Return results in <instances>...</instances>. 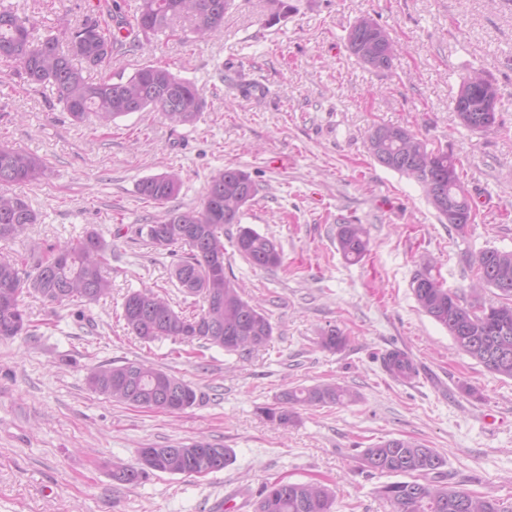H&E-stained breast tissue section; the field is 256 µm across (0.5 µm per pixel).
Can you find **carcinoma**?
<instances>
[{"mask_svg": "<svg viewBox=\"0 0 512 512\" xmlns=\"http://www.w3.org/2000/svg\"><path fill=\"white\" fill-rule=\"evenodd\" d=\"M230 0H140L131 30L137 34L164 32L175 21L190 17L194 33L206 38L222 32ZM387 30L363 18L348 33L352 54L366 67H391L398 51L387 42ZM110 46L100 52V43ZM126 43L93 16L64 32V38L34 36V24L12 6L0 3V64L12 66L29 86L51 87L58 102L76 123L92 116L101 129L133 112H154L171 124H192L205 107L196 85L166 67L143 65L125 80L101 78L94 82L84 72L97 68ZM499 97L497 87L481 73L463 78L456 97L464 104L457 113L462 125L486 132L497 124V112H484L477 101L487 92ZM368 150L383 167L415 178L439 217L464 232L473 216L457 163L448 152L430 149L408 129L379 124L368 135ZM46 161L26 150L0 145V241L20 237L38 222L25 198L10 188L39 180ZM179 179L168 173L139 181L138 193L163 209L137 234L152 248L181 254L171 277L184 293L202 299L200 309H175L165 294L152 289L127 294L122 318L128 333L144 343L171 338L188 347L185 354L200 357L201 349L217 347L228 353L250 355L264 350L274 327L266 311L244 298L243 286L224 271V226L237 225L231 235L235 251L252 266L273 270L282 265L276 244L249 226L240 224L242 208L257 194V186L240 169L226 167L207 182L200 206L167 209L178 193ZM338 250L349 262L361 261L369 251L367 231L361 224H341ZM112 246L96 232L65 243L51 244L31 259L18 254L0 259V340L29 334L31 324L22 297L31 294L56 306L97 304L112 296V280L104 275L111 266ZM476 283L494 288L498 301L469 304L443 286L432 274V261L423 260L411 281L419 308L448 331L455 347L487 371L512 379V252L487 248L475 258ZM319 345L342 349L347 338L340 329L321 330ZM384 366L397 378L417 372L407 354L395 351ZM88 388L116 403L147 410L179 413L197 402L190 383L141 360L121 365H98L87 374ZM357 392L333 381L287 388L262 413L281 428L296 424L298 410L356 402ZM232 458L230 449L205 439L180 448L167 445L138 449V465L116 464L112 479L134 486L155 473L205 476L220 471ZM362 464L368 471L395 480L380 487L391 512H512V502L469 492L445 482L447 459L433 448L402 438H388L365 449ZM336 496L321 481L291 482L282 478L267 483L255 503V512H335Z\"/></svg>", "mask_w": 512, "mask_h": 512, "instance_id": "1", "label": "carcinoma"}]
</instances>
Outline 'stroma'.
<instances>
[{"label":"stroma","instance_id":"35a3bbf8","mask_svg":"<svg viewBox=\"0 0 512 512\" xmlns=\"http://www.w3.org/2000/svg\"><path fill=\"white\" fill-rule=\"evenodd\" d=\"M62 35L112 0H7ZM403 45L390 69L371 71L348 49L360 18ZM190 20L143 39L140 48L88 70L90 79L129 77L155 64L194 82L206 106L190 125L150 112L117 119L110 133L75 123L48 87H31L0 65V143L48 164L40 180L15 186L38 213L0 253H39L85 232L111 243L112 297L79 309L27 296L35 337L0 340V512H210L215 503L254 512L268 481L320 479L337 512H390L384 476L360 457L386 438L419 441L447 459L448 482L512 501V380L488 372L422 312L410 283L432 258L445 288L472 292L484 249L512 251V0H232L222 34L195 40ZM497 87V126L474 132L449 104L463 75ZM379 124L406 127L448 151L476 217L465 232L438 219L421 186L380 166L367 149ZM232 166L258 194L242 224L273 240L283 266H251L224 247V267L259 300L274 326L268 349L248 356L213 348L173 355V340L129 335L122 303L132 291L167 293L175 308H198L171 278L175 262L136 235L154 213L137 183L174 173V208L197 206L211 175ZM360 224L369 252L338 250L339 224ZM346 336L337 352L322 329ZM417 366L412 382L384 367L388 350ZM144 360L190 382L197 403L171 414L117 404L91 392L89 368ZM333 380L359 394L346 406L303 409L281 429L261 413L285 389ZM205 438L233 452L205 476L155 473L135 486L112 466L142 448Z\"/></svg>","mask_w":512,"mask_h":512}]
</instances>
